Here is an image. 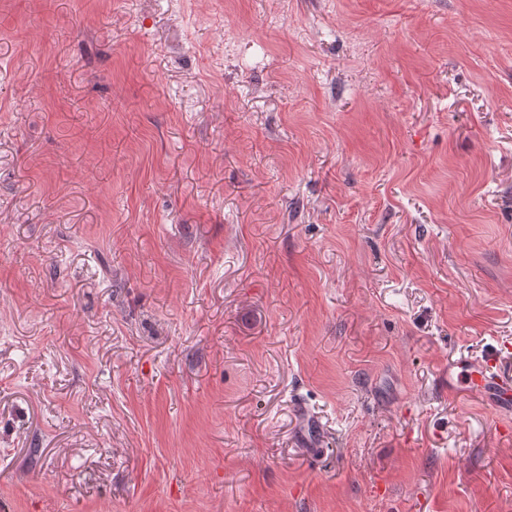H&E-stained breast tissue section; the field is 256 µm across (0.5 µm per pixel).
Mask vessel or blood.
I'll return each mask as SVG.
<instances>
[{
    "label": "vessel or blood",
    "mask_w": 512,
    "mask_h": 512,
    "mask_svg": "<svg viewBox=\"0 0 512 512\" xmlns=\"http://www.w3.org/2000/svg\"><path fill=\"white\" fill-rule=\"evenodd\" d=\"M503 356L502 350L486 354L481 361L461 359L454 363L456 375L453 388L477 390L488 397L498 408H512V376L498 372Z\"/></svg>",
    "instance_id": "1"
}]
</instances>
